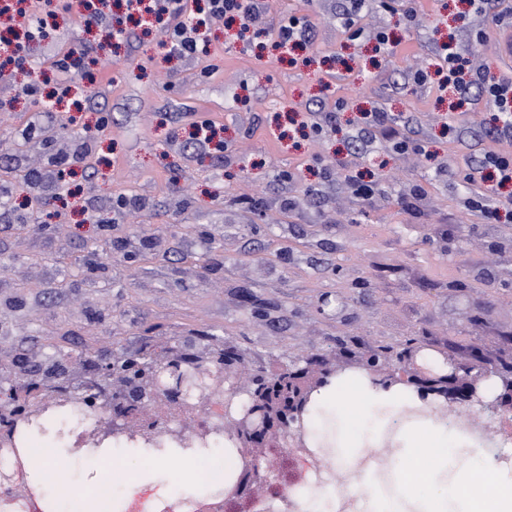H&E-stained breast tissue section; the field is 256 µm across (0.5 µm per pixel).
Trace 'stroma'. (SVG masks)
I'll return each mask as SVG.
<instances>
[{"instance_id":"1","label":"stroma","mask_w":512,"mask_h":512,"mask_svg":"<svg viewBox=\"0 0 512 512\" xmlns=\"http://www.w3.org/2000/svg\"><path fill=\"white\" fill-rule=\"evenodd\" d=\"M336 0H268L251 51L238 24H211V57L164 59L154 34L124 17L132 47L107 50L57 0L40 39L27 47L43 69L42 97L0 109V349L54 362L91 341L116 355L167 340L215 336L239 353L245 372L272 371L300 353H397L412 347L466 359L481 347L512 362V226L484 224L463 206L457 174L479 156L492 114L485 102L450 113V96L413 81L442 43L470 44L469 59L490 79L512 75V21L471 44L465 0H397L386 12L366 0L356 26L384 30L396 44L382 56L349 40ZM300 19L312 39L291 53L271 32ZM93 46V65L75 78L82 110L47 105L57 54ZM209 77H202V69ZM383 111L396 130L417 132L424 151L394 153L378 139L351 156L363 112ZM336 112L333 129L302 137L312 112ZM111 113L87 137L89 155L40 210L14 174L43 169L48 151L71 152V128ZM229 143L224 157L186 151L198 118ZM56 138L21 139L30 121ZM296 175L289 186L276 176ZM380 184L356 199L349 174ZM120 195L137 208L113 211ZM292 205H285V198ZM183 461L154 469L128 458L151 506L167 496Z\"/></svg>"}]
</instances>
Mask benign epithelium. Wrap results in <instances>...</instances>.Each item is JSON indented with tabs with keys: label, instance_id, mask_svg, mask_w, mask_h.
<instances>
[{
	"label": "benign epithelium",
	"instance_id": "1",
	"mask_svg": "<svg viewBox=\"0 0 512 512\" xmlns=\"http://www.w3.org/2000/svg\"><path fill=\"white\" fill-rule=\"evenodd\" d=\"M450 370L432 373L420 367L414 351L408 349L393 356L391 367L376 368L372 359L362 368L376 383L390 387L404 384L421 398L432 399L439 416L451 414L462 420H485V438L495 439V423L512 415V368L495 364L473 353L466 361L448 356ZM336 374V364L315 354H301L271 373L245 374L239 357L224 355V392L228 398L243 396L248 406L237 416L224 417V432L233 441L243 459L233 486L234 494L256 501L263 500V491L275 463L266 452L268 448L287 447L289 453L305 460L314 456L302 421L314 392ZM496 378L501 393L492 402L479 396V386L485 379ZM217 373L201 362L191 377L182 371L177 360L168 361L163 368L154 367L140 381L120 389L128 397L141 401L138 417L126 422L136 433L155 430L162 419L161 412L185 386H216Z\"/></svg>",
	"mask_w": 512,
	"mask_h": 512
}]
</instances>
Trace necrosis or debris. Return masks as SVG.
<instances>
[{"instance_id":"obj_1","label":"necrosis or debris","mask_w":512,"mask_h":512,"mask_svg":"<svg viewBox=\"0 0 512 512\" xmlns=\"http://www.w3.org/2000/svg\"><path fill=\"white\" fill-rule=\"evenodd\" d=\"M111 390L96 387L89 376L74 375L60 381L52 392L36 390L26 398L24 411L0 416V512H75L70 499L48 498L34 492L32 476L41 475L33 454L42 438L52 437L62 448L65 470L72 481H81L87 467L103 468L125 453L162 458L171 451L180 457L214 462L215 471L205 483L224 487L225 466L240 470L242 460L224 432V393L197 391L169 409L158 433L132 435L112 418ZM354 471L337 478L336 464L321 455L307 470L308 488L333 487V512H354L351 503Z\"/></svg>"}]
</instances>
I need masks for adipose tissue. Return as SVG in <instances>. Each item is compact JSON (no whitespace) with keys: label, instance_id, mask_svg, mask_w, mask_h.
<instances>
[{"label":"adipose tissue","instance_id":"1","mask_svg":"<svg viewBox=\"0 0 512 512\" xmlns=\"http://www.w3.org/2000/svg\"><path fill=\"white\" fill-rule=\"evenodd\" d=\"M421 405L405 385L385 388L348 371L314 394L304 426L310 438H327L343 469L389 438L390 483L367 469L354 488L361 512H512V468L441 421L405 418Z\"/></svg>","mask_w":512,"mask_h":512}]
</instances>
